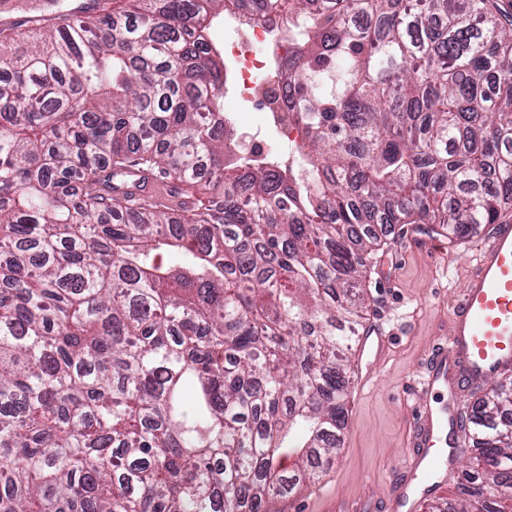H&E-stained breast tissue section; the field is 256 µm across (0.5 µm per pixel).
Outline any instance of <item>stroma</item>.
Listing matches in <instances>:
<instances>
[{
	"instance_id": "1",
	"label": "stroma",
	"mask_w": 512,
	"mask_h": 512,
	"mask_svg": "<svg viewBox=\"0 0 512 512\" xmlns=\"http://www.w3.org/2000/svg\"><path fill=\"white\" fill-rule=\"evenodd\" d=\"M219 105L240 135L264 134L276 158L287 161V144L266 129L257 103L239 99L234 83H227ZM475 244L472 237L455 239L447 231L410 224L388 233L366 283L368 321L388 339L375 360L373 382L348 410L335 462L319 478L275 499L272 512H327L332 501L356 498L363 501L360 512H384L392 475L404 458L410 409L417 403L406 380L420 374Z\"/></svg>"
}]
</instances>
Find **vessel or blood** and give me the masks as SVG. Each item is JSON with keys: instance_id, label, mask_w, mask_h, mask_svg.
Returning <instances> with one entry per match:
<instances>
[{"instance_id": "vessel-or-blood-1", "label": "vessel or blood", "mask_w": 512, "mask_h": 512, "mask_svg": "<svg viewBox=\"0 0 512 512\" xmlns=\"http://www.w3.org/2000/svg\"><path fill=\"white\" fill-rule=\"evenodd\" d=\"M445 336L418 378L404 461L389 512H414L433 485L449 482L451 461L467 447L471 404L488 380L512 377V220L491 226L453 295Z\"/></svg>"}]
</instances>
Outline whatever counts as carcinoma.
<instances>
[{
    "mask_svg": "<svg viewBox=\"0 0 512 512\" xmlns=\"http://www.w3.org/2000/svg\"><path fill=\"white\" fill-rule=\"evenodd\" d=\"M292 44L235 151L217 11ZM131 168L213 190L178 221ZM512 209V0H132L0 48V512H271L336 455L375 224ZM446 512H512V384Z\"/></svg>",
    "mask_w": 512,
    "mask_h": 512,
    "instance_id": "obj_1",
    "label": "carcinoma"
}]
</instances>
